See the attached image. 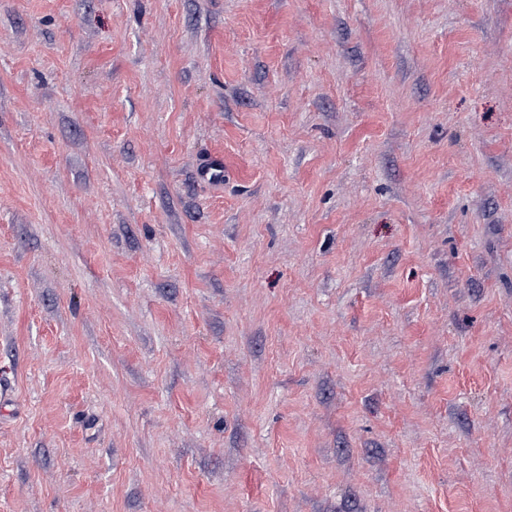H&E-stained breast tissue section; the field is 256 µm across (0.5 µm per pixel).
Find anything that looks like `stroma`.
Here are the masks:
<instances>
[{"instance_id":"35a3bbf8","label":"stroma","mask_w":512,"mask_h":512,"mask_svg":"<svg viewBox=\"0 0 512 512\" xmlns=\"http://www.w3.org/2000/svg\"><path fill=\"white\" fill-rule=\"evenodd\" d=\"M0 398V512H512V0H0Z\"/></svg>"}]
</instances>
